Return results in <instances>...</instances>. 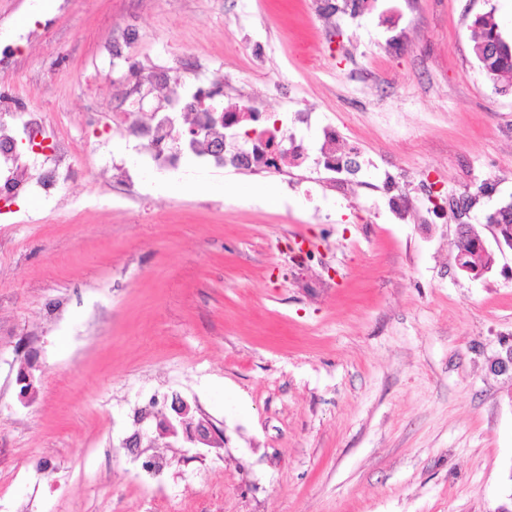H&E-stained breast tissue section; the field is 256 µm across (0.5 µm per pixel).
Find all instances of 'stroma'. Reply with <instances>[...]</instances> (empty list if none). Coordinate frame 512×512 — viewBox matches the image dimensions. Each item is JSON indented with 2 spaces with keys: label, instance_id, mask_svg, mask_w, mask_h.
I'll use <instances>...</instances> for the list:
<instances>
[{
  "label": "stroma",
  "instance_id": "stroma-1",
  "mask_svg": "<svg viewBox=\"0 0 512 512\" xmlns=\"http://www.w3.org/2000/svg\"><path fill=\"white\" fill-rule=\"evenodd\" d=\"M32 3L0 0V34L27 44L0 91L66 115L74 140L86 114L131 107L101 51L127 25L152 72L198 58L238 103L306 100L424 207L412 224L375 219L364 184L310 203L286 185L298 168L272 179L277 210L200 184L112 201L85 156L61 203L0 224V512H496L512 493V377L488 360L512 342V251L475 280L450 245L460 224L492 239L487 215L512 202V93L472 52L482 14L512 39V0H391L411 22L391 44L378 14L325 28L307 0H69L30 43ZM303 43L327 69H292ZM369 102L401 113L398 135ZM176 394L223 446L159 440ZM136 432L156 476L124 446Z\"/></svg>",
  "mask_w": 512,
  "mask_h": 512
}]
</instances>
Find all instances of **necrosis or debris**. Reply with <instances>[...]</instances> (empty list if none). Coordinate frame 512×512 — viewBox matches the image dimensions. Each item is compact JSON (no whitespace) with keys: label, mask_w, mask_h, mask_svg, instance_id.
<instances>
[{"label":"necrosis or debris","mask_w":512,"mask_h":512,"mask_svg":"<svg viewBox=\"0 0 512 512\" xmlns=\"http://www.w3.org/2000/svg\"><path fill=\"white\" fill-rule=\"evenodd\" d=\"M227 99L222 78L177 80L148 119L133 111L113 113V124L125 135L106 161L111 190L137 198L144 186L198 173L277 175L309 160L349 182L361 173L360 149L343 145L334 123L315 122L313 110L292 106L276 120L261 103L240 107ZM96 150V141L74 142L51 113L30 111L18 94L0 95V222L13 223L18 202L53 197L76 175V158Z\"/></svg>","instance_id":"1"}]
</instances>
